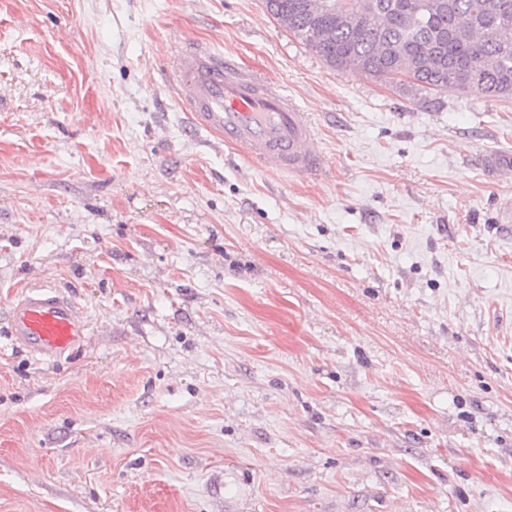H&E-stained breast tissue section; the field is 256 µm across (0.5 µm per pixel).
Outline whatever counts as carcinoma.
I'll return each instance as SVG.
<instances>
[{"mask_svg":"<svg viewBox=\"0 0 512 512\" xmlns=\"http://www.w3.org/2000/svg\"><path fill=\"white\" fill-rule=\"evenodd\" d=\"M332 69L512 97V0H264Z\"/></svg>","mask_w":512,"mask_h":512,"instance_id":"obj_1","label":"carcinoma"}]
</instances>
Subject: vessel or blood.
<instances>
[{
    "label": "vessel or blood",
    "mask_w": 512,
    "mask_h": 512,
    "mask_svg": "<svg viewBox=\"0 0 512 512\" xmlns=\"http://www.w3.org/2000/svg\"><path fill=\"white\" fill-rule=\"evenodd\" d=\"M195 126L241 148L257 164L290 174L321 175L326 159L311 120L278 85L242 68L232 55L193 44L172 72ZM7 334L37 360L75 354L87 325L74 302L53 288L30 290L12 303Z\"/></svg>",
    "instance_id": "1"
}]
</instances>
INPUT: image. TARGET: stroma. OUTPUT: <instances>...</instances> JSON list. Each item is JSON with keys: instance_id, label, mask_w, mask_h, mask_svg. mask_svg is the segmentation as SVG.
Here are the masks:
<instances>
[{"instance_id": "35a3bbf8", "label": "stroma", "mask_w": 512, "mask_h": 512, "mask_svg": "<svg viewBox=\"0 0 512 512\" xmlns=\"http://www.w3.org/2000/svg\"><path fill=\"white\" fill-rule=\"evenodd\" d=\"M193 43L322 176L192 128ZM511 207L512 98L333 70L263 0H0V512H512ZM34 288L74 356L6 336ZM7 334L39 361L75 354L87 336V325L74 302L53 288L26 292L10 306Z\"/></svg>"}]
</instances>
